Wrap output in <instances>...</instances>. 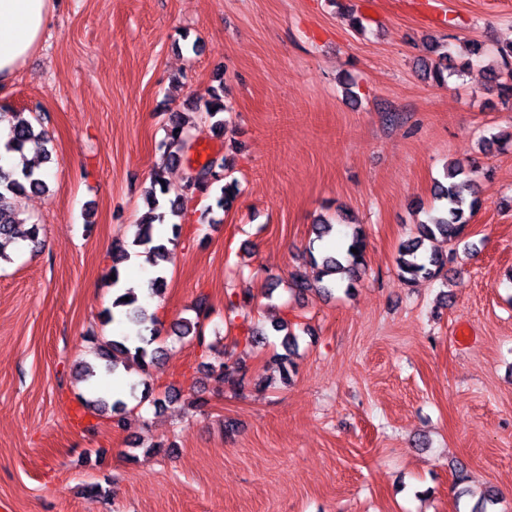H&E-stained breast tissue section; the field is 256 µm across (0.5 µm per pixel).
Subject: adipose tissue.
Instances as JSON below:
<instances>
[{
  "instance_id": "adipose-tissue-1",
  "label": "adipose tissue",
  "mask_w": 512,
  "mask_h": 512,
  "mask_svg": "<svg viewBox=\"0 0 512 512\" xmlns=\"http://www.w3.org/2000/svg\"><path fill=\"white\" fill-rule=\"evenodd\" d=\"M53 16L54 0H0V87L31 55Z\"/></svg>"
}]
</instances>
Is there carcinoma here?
Masks as SVG:
<instances>
[{
  "label": "carcinoma",
  "instance_id": "1",
  "mask_svg": "<svg viewBox=\"0 0 512 512\" xmlns=\"http://www.w3.org/2000/svg\"><path fill=\"white\" fill-rule=\"evenodd\" d=\"M472 61H467L456 68L453 56L448 53L427 65L429 77L437 84H445L448 77L456 75L461 77L470 68ZM205 112L214 119L212 128L221 133L224 130V120L219 114L224 112V86L211 87L206 94L200 97ZM7 121L10 125L8 139L4 149L9 153L25 156L27 146H34L35 155H43V160H51L47 148L49 142L46 131L42 126L36 125L26 118L22 112H0V122ZM189 119L181 112H173L168 118L165 128L164 164L172 165L180 161V154L188 143ZM232 169L227 157L212 159L199 168L187 173L184 190L207 192L212 187L219 188L220 195L216 199L217 207H227L239 194L238 181L228 178ZM473 170L462 165L452 163L448 165L445 175L446 182H439L435 187L437 199L443 205L429 214L428 222L417 226L416 235L404 242L398 251L397 267L401 277L409 283L421 279L434 280L441 276L448 258L439 255L436 250L427 247V243L441 237L448 242L460 238L469 221L479 207L476 184L472 178ZM164 170L158 169L151 176L150 190L148 191V211L137 224V230L131 239L117 238L112 241V269L115 280L120 281L119 265L130 258L134 249L143 247L147 254L154 258L153 265L158 261L169 259L168 245L177 243L181 235V224L185 213L184 194H171V188L164 182ZM48 190V182L41 166L30 161L22 160V165L5 169L0 166V261H10L7 247L20 241H28L33 246L39 245L40 227L29 222L19 208L21 198ZM156 224L170 226L171 236L158 239L153 235ZM368 243L365 235L359 230H353L351 236L343 242L340 251L333 255L317 257L309 252V264L315 271L314 277L307 274L292 275L291 288L302 294L315 290L330 292L332 288L345 287L346 290L354 288L360 270L365 267ZM358 253H353L352 249ZM136 294L134 289L127 288L124 293L112 300V308L103 313L106 323H126L135 335H125L118 339L104 340L95 335L87 337L90 349L99 364L89 362L78 364L77 376L89 381L95 375V368H100L109 374L116 372L118 366L129 367L134 365L143 375H150V369L163 356L160 347L153 344L161 335L162 323L155 315H146L136 307ZM253 301V295L247 289L232 293L228 297L229 309L238 310L243 317H248V307ZM195 319L184 318L176 323V339L181 341L187 337L196 342V345L205 352L213 349V345L206 341L203 321L210 314V307L206 298L196 300L194 307ZM267 366L277 370L283 380H288L296 371V365L286 354L270 356ZM211 374L224 379L233 389H242L252 383L249 369L236 362H220L209 365ZM80 404L88 412L107 417L115 427L122 426L123 412L127 403L117 398L108 401L103 396L93 399H81Z\"/></svg>",
  "mask_w": 512,
  "mask_h": 512
}]
</instances>
